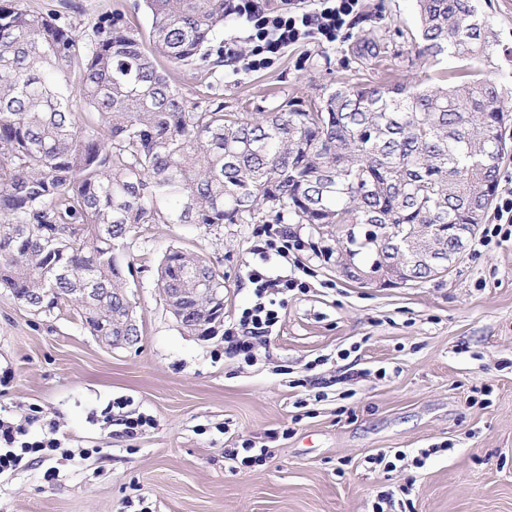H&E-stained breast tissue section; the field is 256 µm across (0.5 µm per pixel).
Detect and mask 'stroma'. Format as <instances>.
I'll list each match as a JSON object with an SVG mask.
<instances>
[{
	"mask_svg": "<svg viewBox=\"0 0 512 512\" xmlns=\"http://www.w3.org/2000/svg\"><path fill=\"white\" fill-rule=\"evenodd\" d=\"M116 0H23L79 26ZM498 36L494 79L512 140V0H477ZM414 0H363L335 44L299 42L269 68L218 67L217 82L188 67L171 75L192 101L219 96L228 112L307 103L344 81L438 82L459 61L419 57ZM261 221L205 231L146 224L125 255L136 274L128 295L141 334L102 345L72 314H36L0 288V417L25 419L38 438L57 423L72 457H49L0 475V512H123L143 497L149 512H373L380 492L394 512H512V239L468 245L448 274L405 286L361 285L326 255L324 229L288 225L300 247L271 262V275L306 281L291 292L254 364L218 353L220 337L188 334L156 287L166 251L204 254L224 276V321L252 302L249 269ZM157 425L136 438L92 414L113 399ZM266 447L263 464L226 449ZM404 451L396 470L380 454Z\"/></svg>",
	"mask_w": 512,
	"mask_h": 512,
	"instance_id": "obj_1",
	"label": "stroma"
}]
</instances>
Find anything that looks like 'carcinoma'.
Returning a JSON list of instances; mask_svg holds the SVG:
<instances>
[{
	"label": "carcinoma",
	"instance_id": "cac0c4a2",
	"mask_svg": "<svg viewBox=\"0 0 512 512\" xmlns=\"http://www.w3.org/2000/svg\"><path fill=\"white\" fill-rule=\"evenodd\" d=\"M144 9L148 32L129 24ZM419 54L471 61L450 85L344 84L318 104L262 117L190 101L170 73L215 74L226 0H137L81 30L57 10L0 0V287L36 313L77 311L112 347L138 336L126 292L127 240L143 224L209 230L256 218L336 234L353 281L430 277L429 252L455 238L432 228L482 223L509 150L497 39L476 0H416ZM86 107L95 124L80 120ZM89 288L100 292L91 294ZM157 288H216L185 316L194 336L224 321V276L169 250Z\"/></svg>",
	"mask_w": 512,
	"mask_h": 512
}]
</instances>
